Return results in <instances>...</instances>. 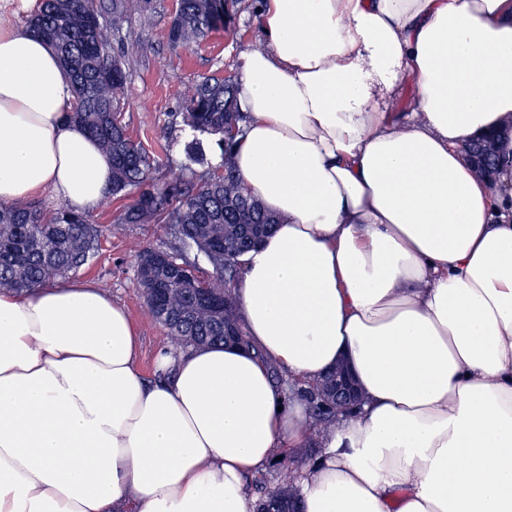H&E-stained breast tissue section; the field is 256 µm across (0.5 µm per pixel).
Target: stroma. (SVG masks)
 I'll use <instances>...</instances> for the list:
<instances>
[{
  "mask_svg": "<svg viewBox=\"0 0 512 512\" xmlns=\"http://www.w3.org/2000/svg\"><path fill=\"white\" fill-rule=\"evenodd\" d=\"M153 11H132L112 40L114 51L128 43L142 50L127 63L128 82L118 108L130 135L155 158L157 181L187 175L189 170L213 167L220 154L218 136L195 131L184 120L190 87L204 77H237L240 52L259 43L256 20L258 0H239L234 11V34L213 32L185 52H173L168 31L177 0H152ZM197 154L188 157V144ZM171 240L164 225L127 224L104 235L89 265L77 272L80 280L95 282L127 310L140 331L138 367L153 379L159 350L172 344L165 328L152 321L136 284L137 254L145 247L158 248Z\"/></svg>",
  "mask_w": 512,
  "mask_h": 512,
  "instance_id": "35a3bbf8",
  "label": "stroma"
}]
</instances>
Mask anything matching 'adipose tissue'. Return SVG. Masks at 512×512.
Returning a JSON list of instances; mask_svg holds the SVG:
<instances>
[{"label": "adipose tissue", "instance_id": "1", "mask_svg": "<svg viewBox=\"0 0 512 512\" xmlns=\"http://www.w3.org/2000/svg\"><path fill=\"white\" fill-rule=\"evenodd\" d=\"M234 162L280 222L240 259L233 345L138 368L89 282L0 292V512H253L245 478L318 436L303 512H512V0H260ZM415 103L395 114L407 93ZM56 51L0 28V201L83 211L112 161L65 115ZM346 361L363 403L321 434L269 366ZM499 134L501 132L486 135L475 147L465 151L468 161L481 177L491 179L494 176L495 170L488 165V161L496 153Z\"/></svg>", "mask_w": 512, "mask_h": 512}]
</instances>
